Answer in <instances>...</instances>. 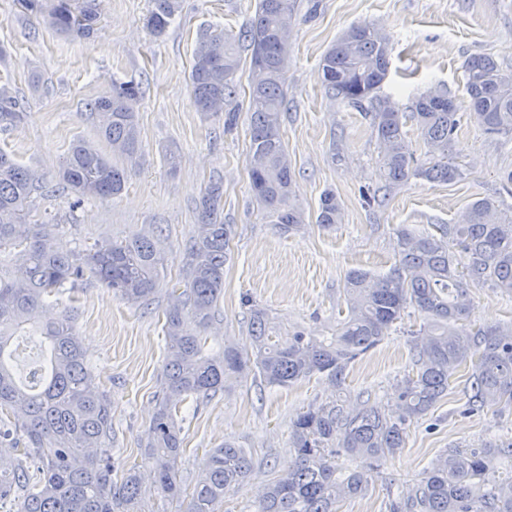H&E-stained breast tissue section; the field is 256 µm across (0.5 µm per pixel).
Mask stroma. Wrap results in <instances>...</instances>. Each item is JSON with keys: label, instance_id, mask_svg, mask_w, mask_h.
<instances>
[{"label": "stroma", "instance_id": "stroma-1", "mask_svg": "<svg viewBox=\"0 0 512 512\" xmlns=\"http://www.w3.org/2000/svg\"><path fill=\"white\" fill-rule=\"evenodd\" d=\"M93 37L62 35L24 0H0V85L16 97L24 119L0 131V148L42 177L31 197L32 219L53 225L76 252L94 244L159 235L167 281L179 278L186 248L197 234L198 204L213 182L224 185L220 213L235 236L224 266L220 319L207 335L213 353L231 344L251 350L248 320L254 306L268 310L277 328L331 336L346 308L348 273L386 274L398 262L395 232L460 223L468 206L492 201L512 216V136L487 134L469 106L463 64L492 56L512 72V0H296L286 68L282 137L295 171V205L304 222L281 234L249 189V124L240 116L225 128L220 115L198 112L189 74L196 39L205 30L241 33L258 0H179L164 36L146 26L151 0H96ZM367 22L389 37V74L381 89L399 107L414 95L440 89L454 100L460 124L450 153L461 170L443 184L420 178L392 186L379 173L380 144L366 112L325 93L320 62L351 25ZM142 88L137 106L141 147L122 193L75 202L58 171L77 139L98 142L88 103L114 83ZM180 163L170 170L164 154ZM334 192L341 220L324 229L315 222L323 193ZM468 325L512 323V293L485 284L470 288ZM167 304L158 291L142 308L117 298L100 282L46 299L43 317L74 307L86 356L112 399L116 471L141 462V439L161 389L166 342L158 315ZM407 311L396 330L349 367L342 387L314 377L271 388L254 376L228 382L200 407L181 410L184 452L180 474L194 485L208 453L224 441L245 448L249 478L228 491L220 512H256L263 487L291 465L290 431L310 405L339 400L387 407L393 387L411 371L408 333L423 327ZM470 368H460L443 397L410 424L405 447L378 468L364 495L339 512H388L389 499L405 494L445 450L481 448L512 440V405L468 412Z\"/></svg>", "mask_w": 512, "mask_h": 512}]
</instances>
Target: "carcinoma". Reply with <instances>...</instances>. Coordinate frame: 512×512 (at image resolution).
<instances>
[{"mask_svg": "<svg viewBox=\"0 0 512 512\" xmlns=\"http://www.w3.org/2000/svg\"><path fill=\"white\" fill-rule=\"evenodd\" d=\"M178 0H153L147 26L164 35ZM57 31L88 38L96 31V0H52L45 11ZM295 25V0H259L250 26L238 37L223 32L200 35L189 80L196 109L224 112L236 94L240 43L250 50L249 183L255 201L283 232L303 223L292 204L295 180L281 134L285 109V63ZM390 64L389 38L368 23L351 26L321 59L324 88L331 97L373 113V130L382 146L380 174L398 185L410 178L451 183L461 176L448 157L458 127L454 101L437 92L413 97L403 112L380 95ZM466 92L487 132L512 135V73L488 55L464 63ZM140 87L121 83L90 103L107 154L85 141L75 142L59 170L60 183L78 198L119 195L128 161L140 149L135 107ZM23 118L6 86H0V128ZM412 122L428 148L429 162L417 165L407 140ZM40 177L0 149V253L13 254L0 270V446L16 451L0 457V504L10 512H138L146 494L138 466L120 480L112 478V401L92 371L68 312L38 324L45 298L89 278L111 288L122 300L147 306L161 285L162 259L150 237L101 243L81 255L60 242L51 225L30 220V198ZM223 184L212 182L199 205V231L183 257L182 285L168 291L162 310L166 361L153 419L141 447L151 466L152 485L161 493H182L179 405L209 401L224 384L245 375L269 387H288L314 376L345 384L349 366L388 335L408 308L424 314L426 325L411 335L416 360L394 387L393 404L383 411L365 406L347 411L336 403L312 405L292 425L294 463L267 484L256 512H337L346 498L366 491L374 470L403 447L411 422L427 414L448 393L449 380L472 363L469 408L512 405V325L465 328L468 289L491 283L512 293V219L501 220L488 200L472 203L461 224H439L438 235L407 228L396 233L398 264L375 279L363 270L346 278L348 314L336 335L322 341L296 329L283 336L269 312L251 311L253 351L242 355L230 345L204 353L206 332L219 314L224 264L229 259L232 226L219 215ZM336 196L321 198L316 223L339 222ZM198 333L185 330L186 322ZM35 326L47 354L36 383L20 380L9 362L14 334ZM362 459L348 470L338 464L337 449ZM512 461V441L483 448H450L424 473L414 493L391 501L389 512H512V476L491 472L493 459ZM252 469L247 451L226 441L211 450L208 466L196 482L188 512H218L224 494L244 482Z\"/></svg>", "mask_w": 512, "mask_h": 512, "instance_id": "carcinoma-1", "label": "carcinoma"}]
</instances>
